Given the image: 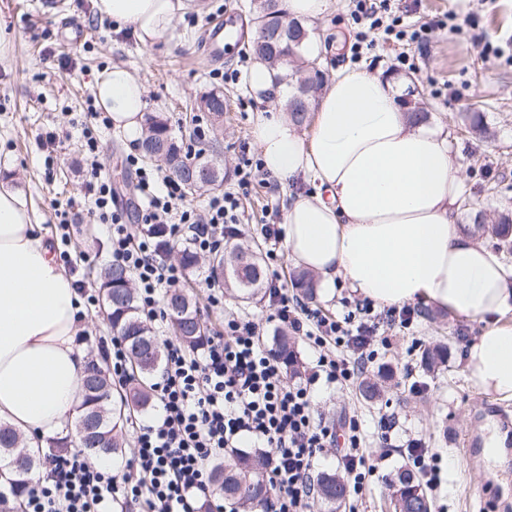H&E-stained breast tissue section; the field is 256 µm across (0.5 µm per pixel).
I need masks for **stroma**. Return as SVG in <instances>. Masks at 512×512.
<instances>
[{
  "label": "stroma",
  "instance_id": "stroma-1",
  "mask_svg": "<svg viewBox=\"0 0 512 512\" xmlns=\"http://www.w3.org/2000/svg\"><path fill=\"white\" fill-rule=\"evenodd\" d=\"M404 22L418 26L449 14L464 17L476 12L478 29L461 26L456 32H438L426 55L414 56L404 64L399 48L378 44L354 51L357 25L352 19L353 0H336L335 6L312 25L315 35L335 40L344 37V49L327 53L322 69L331 73L337 66L359 67L370 73L396 71L408 77L417 92L414 102L424 107L433 123L443 127L463 165L465 205L459 222L469 226L476 213L496 217L512 211V62L480 56L471 44L479 31L498 46L512 35V0H401ZM234 12L237 20L251 23L253 0H193L187 13L178 16L170 31L153 46L139 45L131 31H114L103 26L93 0H65V13L88 29L76 46L63 44L59 26L62 15L44 12L41 0H0V39L8 40L7 56L0 58V176L11 174L28 197L51 249L67 248L72 263L67 272L74 279L94 283L97 273L108 264L109 235L105 225L93 223L88 210L81 168L80 144L88 100L93 84L105 69L118 65L137 74L146 90L147 111L162 112L172 123L184 122L186 107L206 92L224 91L227 110L219 124L200 116L205 140L185 138V145L201 150L223 164L225 189H235L242 151L257 155L252 137L253 114L260 104L245 82L226 80V73L248 71L253 59L244 44L225 49L223 63L208 60L202 36L219 15ZM477 108L488 132L479 138L461 121L462 112ZM56 131L61 147L53 168H46L38 137ZM97 162L112 183L136 182L127 165L130 152L113 127L99 126ZM287 191L278 181L254 182L242 199L241 243L266 248L263 228L283 221ZM70 209L71 222L61 225L56 205ZM210 265L200 258L192 275L200 297L203 318L209 330L221 328L225 317L238 315L259 326L260 344L273 347V332L267 301L242 303L224 296L222 305L212 306L208 286ZM409 328L393 325L392 343L379 349L377 363L390 364L396 383L383 401H364L355 383L341 388L318 386L315 411L322 420L344 424L357 416L365 435V446L379 455L378 421L381 415L394 418L391 433L393 451L371 478L362 496L347 495L336 512H389L386 480L406 464L398 447L410 439H420L446 461L442 483L432 495V512H512V449L500 450L495 468L474 464L461 455L459 442L473 432L484 431L487 423L480 411L493 404L464 376V354L478 336L483 323L478 319L442 316L429 306L416 304ZM113 337L100 314L99 303H84L78 347L86 357L97 356ZM441 341L448 346V364L435 373L421 367L419 346ZM420 393H411L412 384ZM491 485L497 497L488 501L477 490Z\"/></svg>",
  "mask_w": 512,
  "mask_h": 512
}]
</instances>
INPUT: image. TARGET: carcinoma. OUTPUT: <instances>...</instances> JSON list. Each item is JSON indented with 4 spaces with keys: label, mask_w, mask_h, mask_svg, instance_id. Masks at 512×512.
Returning a JSON list of instances; mask_svg holds the SVG:
<instances>
[{
    "label": "carcinoma",
    "mask_w": 512,
    "mask_h": 512,
    "mask_svg": "<svg viewBox=\"0 0 512 512\" xmlns=\"http://www.w3.org/2000/svg\"><path fill=\"white\" fill-rule=\"evenodd\" d=\"M278 0H263L257 7L253 23L256 37L249 51L255 58L273 55V50H261L263 32L279 22ZM295 91L289 96L287 109L291 118L300 123L305 113L294 111L295 99L300 92L301 77L290 74ZM224 92L213 90L204 95L199 110L212 115L216 121L224 117ZM147 136L140 143V153L145 159L164 152L169 159V171L184 184L182 176L190 171L200 177L201 170L210 173L209 185L224 184V167L202 156L184 150V143L175 136L169 119L160 113L146 116ZM491 234L497 239V249L506 255L512 253V214L503 213L498 223L492 225ZM266 269L261 252L244 248L236 262H226L224 286L233 291L240 301L252 300L264 290ZM132 273L124 265L114 263L104 270L99 280V295L104 318L115 336L125 345L131 367L129 382L114 389L110 369L98 360L86 365L83 378L82 402L73 416L74 429L66 431L50 441V447L75 448L96 458L112 456L116 460L123 455L126 444L125 424L134 413L144 412L151 403L147 381L158 370L164 359V349L151 329L142 320V310L132 287ZM164 305L171 332L182 346L197 350L206 341V334L197 315L196 296L188 288H174L165 296ZM275 355L286 370L298 371L295 342L282 334L277 340ZM446 349L424 347L422 359L431 369L445 362ZM0 454L9 457V467L15 474L10 485L13 495L21 499L30 491L35 459L26 448L17 446L15 433L6 424H0ZM261 456L254 457L234 448L224 450V457L211 461L213 493L234 504L240 512H258L271 495L272 488L264 479ZM390 503L394 512H431L432 501L420 488L416 474L403 469L396 473L389 485ZM316 492L328 506V512H336V503L344 499L347 488L334 473H322L316 479Z\"/></svg>",
    "instance_id": "cac0c4a2"
}]
</instances>
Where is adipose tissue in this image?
<instances>
[{"label": "adipose tissue", "instance_id": "1", "mask_svg": "<svg viewBox=\"0 0 512 512\" xmlns=\"http://www.w3.org/2000/svg\"><path fill=\"white\" fill-rule=\"evenodd\" d=\"M188 0H93L101 18L149 47ZM256 99L252 136L264 168L290 193L283 233L293 264L319 295L344 284L379 307L424 303L484 327L464 372L482 393L512 400V266L458 222L460 162L447 133L411 116L399 79L343 68L310 105L307 125L284 115L288 86L258 60L247 75ZM98 106L127 141L146 122L145 87L124 67L94 85ZM80 294L24 194L0 178V422L28 449L62 431L82 398L86 361L76 340Z\"/></svg>", "mask_w": 512, "mask_h": 512}]
</instances>
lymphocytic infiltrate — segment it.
Listing matches in <instances>:
<instances>
[{"instance_id": "obj_1", "label": "lymphocytic infiltrate", "mask_w": 512, "mask_h": 512, "mask_svg": "<svg viewBox=\"0 0 512 512\" xmlns=\"http://www.w3.org/2000/svg\"><path fill=\"white\" fill-rule=\"evenodd\" d=\"M354 2L355 22L385 43L423 51L436 32L448 27L439 19L402 27L397 0ZM89 117L83 148L90 213L109 225L112 260L132 272L146 319L164 324L161 297L179 286L184 272L160 261L161 240H185L197 252L210 253L236 238L241 199L258 170L251 159H243L236 190L213 196L200 210L186 201L179 182L139 169V201L130 209L119 204L97 167L94 123L101 114L93 110ZM158 227L164 238L155 235ZM268 297L273 319L319 352L305 380H288L280 362L259 344L258 326L250 319L225 318L223 333L211 337L201 354L167 343L154 385L162 411L139 425L127 473L112 475L79 454L51 459L53 481L33 487L26 512H112L117 502L138 503L144 512H198L210 483L207 460L246 442L266 451L262 466L276 491L269 512H312L314 464L336 439L332 427L315 419L312 388L322 380L346 383L366 369L376 345H387L388 339L378 333L371 304L335 320L295 302L278 283L270 284ZM345 436L348 446L337 454V468L359 489L376 466L361 445L356 418L348 419Z\"/></svg>"}]
</instances>
